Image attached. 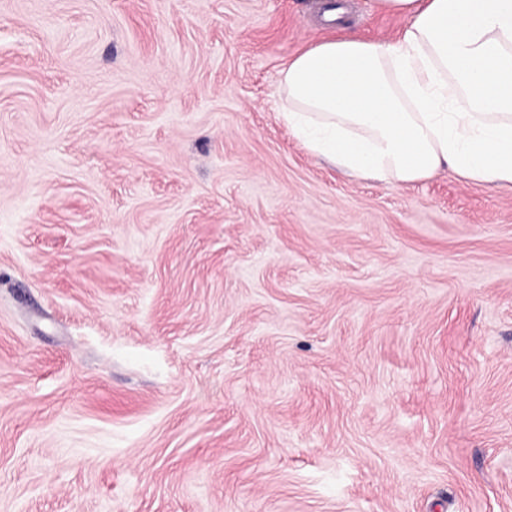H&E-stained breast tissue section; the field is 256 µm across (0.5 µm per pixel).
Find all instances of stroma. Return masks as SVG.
Wrapping results in <instances>:
<instances>
[{"label": "stroma", "instance_id": "obj_1", "mask_svg": "<svg viewBox=\"0 0 512 512\" xmlns=\"http://www.w3.org/2000/svg\"><path fill=\"white\" fill-rule=\"evenodd\" d=\"M348 2L0 0V512H512V190L276 109Z\"/></svg>", "mask_w": 512, "mask_h": 512}]
</instances>
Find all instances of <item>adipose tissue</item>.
I'll use <instances>...</instances> for the list:
<instances>
[{
    "label": "adipose tissue",
    "instance_id": "obj_1",
    "mask_svg": "<svg viewBox=\"0 0 512 512\" xmlns=\"http://www.w3.org/2000/svg\"><path fill=\"white\" fill-rule=\"evenodd\" d=\"M400 38L347 32L282 70L278 110L345 173L413 183L446 169L512 188V0H376Z\"/></svg>",
    "mask_w": 512,
    "mask_h": 512
}]
</instances>
